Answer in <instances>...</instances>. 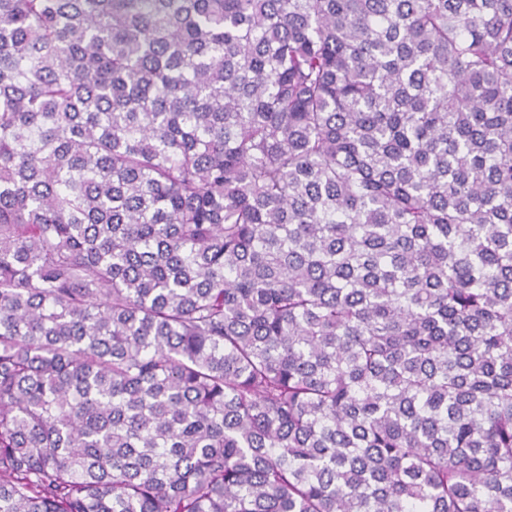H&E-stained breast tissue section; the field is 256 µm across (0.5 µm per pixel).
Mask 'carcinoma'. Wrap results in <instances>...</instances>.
Masks as SVG:
<instances>
[{
    "label": "carcinoma",
    "instance_id": "carcinoma-1",
    "mask_svg": "<svg viewBox=\"0 0 512 512\" xmlns=\"http://www.w3.org/2000/svg\"><path fill=\"white\" fill-rule=\"evenodd\" d=\"M0 512H512V0H0Z\"/></svg>",
    "mask_w": 512,
    "mask_h": 512
}]
</instances>
